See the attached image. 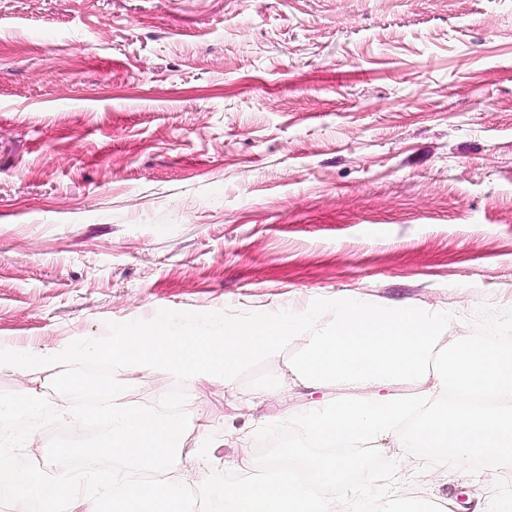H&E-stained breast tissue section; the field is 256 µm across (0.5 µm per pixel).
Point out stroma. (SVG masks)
<instances>
[{"label": "stroma", "instance_id": "stroma-1", "mask_svg": "<svg viewBox=\"0 0 512 512\" xmlns=\"http://www.w3.org/2000/svg\"><path fill=\"white\" fill-rule=\"evenodd\" d=\"M437 304L448 333L512 348V0H0V342L76 346L165 317L176 330L330 307ZM286 358L218 381L141 376L212 417L211 468L187 462L199 512L254 428L257 460L295 426L256 427L310 397L257 411ZM0 415V451L46 474L83 470L57 446L106 436L57 414ZM43 445L21 447L28 427ZM384 484L498 512L512 474L449 475L359 448Z\"/></svg>", "mask_w": 512, "mask_h": 512}]
</instances>
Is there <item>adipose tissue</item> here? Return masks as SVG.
Returning a JSON list of instances; mask_svg holds the SVG:
<instances>
[{
  "instance_id": "obj_1",
  "label": "adipose tissue",
  "mask_w": 512,
  "mask_h": 512,
  "mask_svg": "<svg viewBox=\"0 0 512 512\" xmlns=\"http://www.w3.org/2000/svg\"><path fill=\"white\" fill-rule=\"evenodd\" d=\"M446 309L369 305L338 299L332 320L311 309L278 317L257 315L196 332L172 330L159 319L87 344L86 354L128 374H168L198 380L222 378L234 391L239 372L253 362L297 348L288 380L334 390L299 411L298 441L278 449L274 463L253 467L248 434L237 437V455L225 468L241 481L209 492L218 512H395L380 494L356 447L391 445L401 461L428 458L445 469L483 459L512 473V348L479 336L447 341ZM73 348L51 351L0 347V364L24 377L9 409L36 414L39 391L73 357ZM112 431L91 448L64 446L59 456L79 459L100 495L83 496L64 476L31 469L19 477L0 461V494L11 512H197L181 486L183 459L209 461L210 417L200 408L182 415L145 412L113 395ZM163 471L159 482L110 480L111 469Z\"/></svg>"
}]
</instances>
